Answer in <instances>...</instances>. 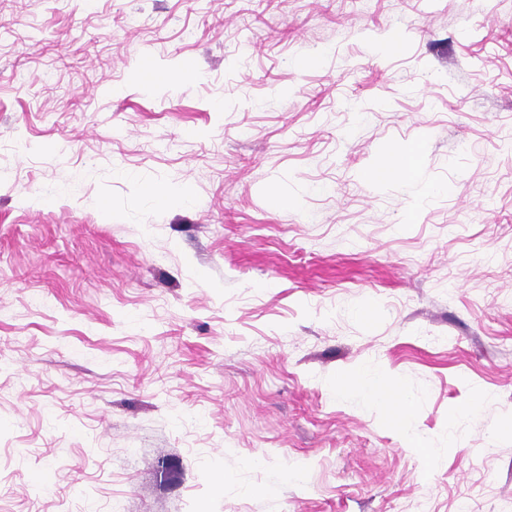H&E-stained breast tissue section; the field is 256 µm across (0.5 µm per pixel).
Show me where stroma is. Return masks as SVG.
Listing matches in <instances>:
<instances>
[{"label":"stroma","instance_id":"1","mask_svg":"<svg viewBox=\"0 0 512 512\" xmlns=\"http://www.w3.org/2000/svg\"><path fill=\"white\" fill-rule=\"evenodd\" d=\"M510 137L512 0H0V512L512 507ZM412 166L413 160L411 157L407 155H396L372 169L369 178L378 184L389 183L410 171ZM360 392L366 404L384 411L390 425H400L412 413L414 404L404 387L394 386L376 371H362Z\"/></svg>","mask_w":512,"mask_h":512}]
</instances>
